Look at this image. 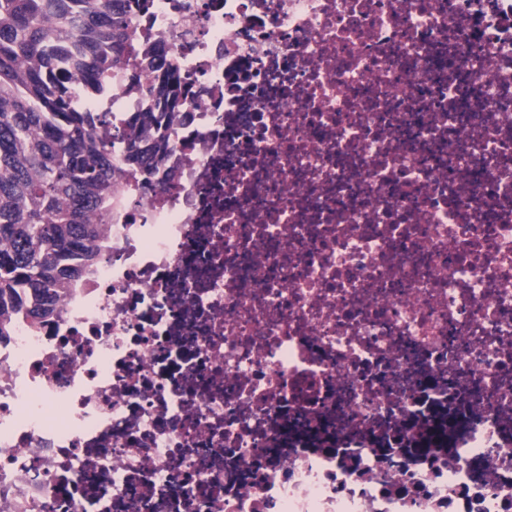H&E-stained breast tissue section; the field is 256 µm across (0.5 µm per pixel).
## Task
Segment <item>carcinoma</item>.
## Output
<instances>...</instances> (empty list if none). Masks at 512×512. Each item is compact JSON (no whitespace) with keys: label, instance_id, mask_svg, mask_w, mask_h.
Returning a JSON list of instances; mask_svg holds the SVG:
<instances>
[{"label":"carcinoma","instance_id":"carcinoma-1","mask_svg":"<svg viewBox=\"0 0 512 512\" xmlns=\"http://www.w3.org/2000/svg\"><path fill=\"white\" fill-rule=\"evenodd\" d=\"M147 0H0V342L16 319L41 326L57 317L59 289L83 290L111 241L101 226L123 208L112 179L148 176L173 146L167 114L186 104L193 83L173 54L149 53L134 10ZM156 74L146 86L140 71ZM114 80L140 87L159 112H137L125 149L97 131L103 116L81 106ZM155 128L143 145L137 128Z\"/></svg>","mask_w":512,"mask_h":512}]
</instances>
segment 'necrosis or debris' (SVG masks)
Here are the masks:
<instances>
[{"label":"necrosis or debris","mask_w":512,"mask_h":512,"mask_svg":"<svg viewBox=\"0 0 512 512\" xmlns=\"http://www.w3.org/2000/svg\"><path fill=\"white\" fill-rule=\"evenodd\" d=\"M194 98L92 286L0 343V512H512V0H149ZM116 128L146 103L113 83Z\"/></svg>","instance_id":"necrosis-or-debris-1"}]
</instances>
